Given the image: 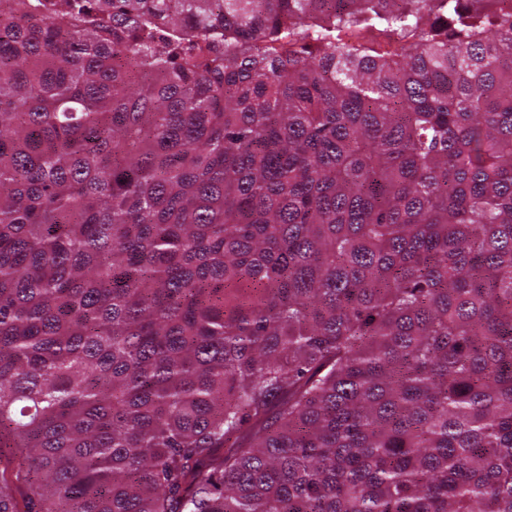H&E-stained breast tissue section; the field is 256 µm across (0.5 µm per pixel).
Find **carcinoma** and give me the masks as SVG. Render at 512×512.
Instances as JSON below:
<instances>
[{
    "label": "carcinoma",
    "instance_id": "1",
    "mask_svg": "<svg viewBox=\"0 0 512 512\" xmlns=\"http://www.w3.org/2000/svg\"><path fill=\"white\" fill-rule=\"evenodd\" d=\"M0 512H512V0H0Z\"/></svg>",
    "mask_w": 512,
    "mask_h": 512
}]
</instances>
